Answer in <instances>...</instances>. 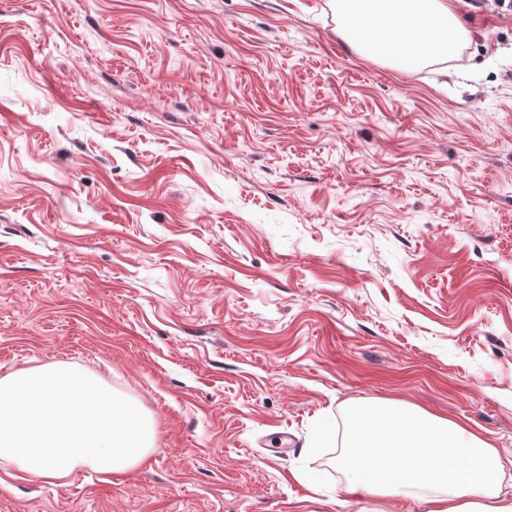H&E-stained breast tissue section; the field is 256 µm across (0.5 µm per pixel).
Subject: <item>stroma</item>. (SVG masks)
I'll list each match as a JSON object with an SVG mask.
<instances>
[{"label":"stroma","instance_id":"1","mask_svg":"<svg viewBox=\"0 0 512 512\" xmlns=\"http://www.w3.org/2000/svg\"><path fill=\"white\" fill-rule=\"evenodd\" d=\"M452 2L458 61L408 68L336 0H0V377L153 433L109 477L0 461V512H426L345 492L382 402L512 462V18Z\"/></svg>","mask_w":512,"mask_h":512}]
</instances>
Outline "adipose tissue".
Returning <instances> with one entry per match:
<instances>
[{
    "label": "adipose tissue",
    "mask_w": 512,
    "mask_h": 512,
    "mask_svg": "<svg viewBox=\"0 0 512 512\" xmlns=\"http://www.w3.org/2000/svg\"><path fill=\"white\" fill-rule=\"evenodd\" d=\"M342 30L379 58L452 56L464 39L447 0H337ZM352 496H403L427 487V512H512L498 480L505 463L480 435L422 410L385 408L380 419L351 418ZM142 412L65 365L0 378V460L48 483L76 471L119 474L151 447Z\"/></svg>",
    "instance_id": "1"
}]
</instances>
